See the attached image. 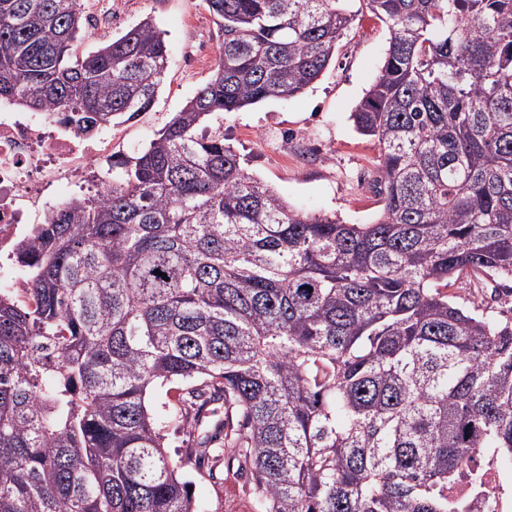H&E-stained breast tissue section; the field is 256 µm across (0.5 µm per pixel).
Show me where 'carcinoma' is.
<instances>
[{
    "instance_id": "carcinoma-1",
    "label": "carcinoma",
    "mask_w": 512,
    "mask_h": 512,
    "mask_svg": "<svg viewBox=\"0 0 512 512\" xmlns=\"http://www.w3.org/2000/svg\"><path fill=\"white\" fill-rule=\"evenodd\" d=\"M346 2L206 0L211 79L34 227L26 299L0 291V512H198L166 452L185 426L189 462L224 439L255 512H480L448 488L512 455V317L448 288L512 280V0H366L390 31L352 112L379 149L371 224L290 208L201 128L303 93ZM86 22L82 0H0V100L85 135L147 111L154 19L80 56Z\"/></svg>"
}]
</instances>
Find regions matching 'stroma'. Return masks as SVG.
Here are the masks:
<instances>
[{"instance_id":"1","label":"stroma","mask_w":512,"mask_h":512,"mask_svg":"<svg viewBox=\"0 0 512 512\" xmlns=\"http://www.w3.org/2000/svg\"><path fill=\"white\" fill-rule=\"evenodd\" d=\"M93 26L77 51H95L145 17H153L169 48L170 65L149 110L113 125L112 159L120 161L149 145L157 132L212 76L219 38L205 0H84ZM356 20L336 46L333 61L302 94L266 101L238 112L208 116L223 131L245 170L272 187L289 204L349 224H368L379 215L376 193L379 151L359 135L350 118L383 63L390 33L364 0H351ZM452 291L464 306L491 315L512 310V291L488 280ZM202 512H254L247 480L223 457L204 468L188 465Z\"/></svg>"}]
</instances>
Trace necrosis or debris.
<instances>
[{"label":"necrosis or debris","instance_id":"necrosis-or-debris-1","mask_svg":"<svg viewBox=\"0 0 512 512\" xmlns=\"http://www.w3.org/2000/svg\"><path fill=\"white\" fill-rule=\"evenodd\" d=\"M111 155V130L87 138L75 126L0 104V263L14 264L35 221L59 207V186L99 191Z\"/></svg>","mask_w":512,"mask_h":512}]
</instances>
